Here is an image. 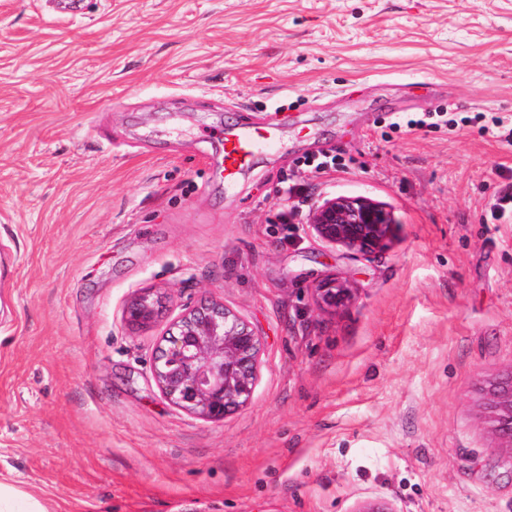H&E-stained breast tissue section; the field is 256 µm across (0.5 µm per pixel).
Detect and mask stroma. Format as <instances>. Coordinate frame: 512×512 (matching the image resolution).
Segmentation results:
<instances>
[{
  "label": "stroma",
  "mask_w": 512,
  "mask_h": 512,
  "mask_svg": "<svg viewBox=\"0 0 512 512\" xmlns=\"http://www.w3.org/2000/svg\"><path fill=\"white\" fill-rule=\"evenodd\" d=\"M487 112L512 118V0H0V479L50 512H512ZM253 123L276 145L225 182L220 132ZM340 196L392 213L384 250L310 231ZM329 283L350 298L322 310ZM143 288L259 331L247 406L161 394L156 331L121 322ZM487 400L492 411L493 434L501 447L510 449L507 462L512 467V379L489 388Z\"/></svg>",
  "instance_id": "35a3bbf8"
}]
</instances>
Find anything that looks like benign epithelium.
I'll use <instances>...</instances> for the list:
<instances>
[{"mask_svg": "<svg viewBox=\"0 0 512 512\" xmlns=\"http://www.w3.org/2000/svg\"><path fill=\"white\" fill-rule=\"evenodd\" d=\"M394 219L368 197H334L313 212L309 228L322 241L359 254L387 245ZM321 303L334 306L349 298L345 288L319 289ZM162 297L152 289L135 293L124 305L122 321L135 329L154 327ZM262 350L258 332L217 300H204L174 318L160 334L151 372L162 395L181 411L222 420L251 399ZM493 434L512 450V380L487 391Z\"/></svg>", "mask_w": 512, "mask_h": 512, "instance_id": "benign-epithelium-1", "label": "benign epithelium"}]
</instances>
